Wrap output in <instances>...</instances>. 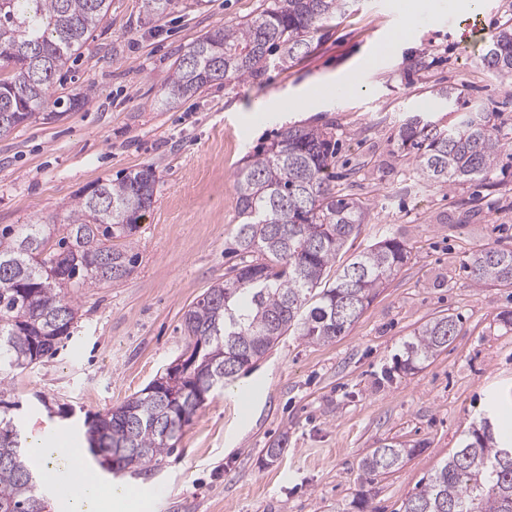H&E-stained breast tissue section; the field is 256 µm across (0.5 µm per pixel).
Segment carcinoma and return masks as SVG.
Listing matches in <instances>:
<instances>
[{"label":"carcinoma","instance_id":"1","mask_svg":"<svg viewBox=\"0 0 512 512\" xmlns=\"http://www.w3.org/2000/svg\"><path fill=\"white\" fill-rule=\"evenodd\" d=\"M349 0H269L251 19L215 29L176 58L162 88L164 101L189 97L222 81L228 86L285 66L307 53L309 38ZM110 0H0V122L3 129L29 121L48 104L57 73L76 61L106 15ZM484 64L512 79V17L492 36ZM400 147L415 150L420 178L436 185L487 181L497 166L504 135L492 114L464 112L445 128L423 114L399 125ZM336 134L291 126L261 151L247 156L236 174L239 216L236 245L251 257L209 288L183 314L195 365L182 373L186 397L169 388L132 394L89 422V448L108 458L109 470L158 461L174 450L183 427L205 403L200 394L224 389L245 366L261 359L292 330L314 343H330L362 315L380 288L410 259L407 244L386 237L344 267L336 281L323 275L347 240L359 234L366 204L336 193ZM156 183L151 166L120 180L96 183L110 211L83 193L65 218L67 236L55 246L48 224L35 222L15 236L0 230V405L4 382L53 355L70 337L78 314L62 288H91L128 277L138 255L127 243L152 206L142 193ZM467 268L478 283L512 284V249L482 247ZM457 318L435 317L414 332L399 369L408 373L457 336ZM205 343L199 348V343ZM216 355L210 362L207 356ZM512 442L501 440L497 418L484 417L460 448L403 502V512H512ZM419 451L385 442L361 462L367 477L387 474ZM19 424L0 415V512H46L35 471L27 460Z\"/></svg>","mask_w":512,"mask_h":512}]
</instances>
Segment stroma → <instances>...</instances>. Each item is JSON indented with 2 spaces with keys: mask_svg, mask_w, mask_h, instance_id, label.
Returning a JSON list of instances; mask_svg holds the SVG:
<instances>
[{
  "mask_svg": "<svg viewBox=\"0 0 512 512\" xmlns=\"http://www.w3.org/2000/svg\"><path fill=\"white\" fill-rule=\"evenodd\" d=\"M263 0H173L161 18L142 0H111L106 16L53 96L89 95L84 107L35 118L0 134V229L41 220L66 234L81 192L146 165L155 201L132 237V274L70 288L79 312L57 353L11 380L25 433L44 429L83 449L103 484L133 491L125 512H401L403 501L447 460L490 408L512 432V285L474 284L467 269L481 247L512 248V143L489 181L427 185L403 154V119L493 112L512 132V86L462 49L435 0L405 42L377 48L406 24L404 0H353L323 23L306 55L259 78L163 105L172 61L214 29L255 16ZM357 70L361 87L325 97L311 112H258L266 97L289 102ZM457 89L459 100L438 96ZM333 126L340 147L336 187L363 201L360 233L343 266L386 237L403 240L408 263L386 282L344 336L316 344L289 333L223 391L209 396L160 461L113 474L87 451L84 419L145 388L185 350L182 314L223 281L239 224L235 175L249 152L289 126ZM452 314L459 332L413 374L396 371L413 332ZM67 404L75 415H50ZM422 444L396 472L366 481L360 461L381 442ZM281 453L268 458L267 448Z\"/></svg>",
  "mask_w": 512,
  "mask_h": 512,
  "instance_id": "1",
  "label": "stroma"
}]
</instances>
